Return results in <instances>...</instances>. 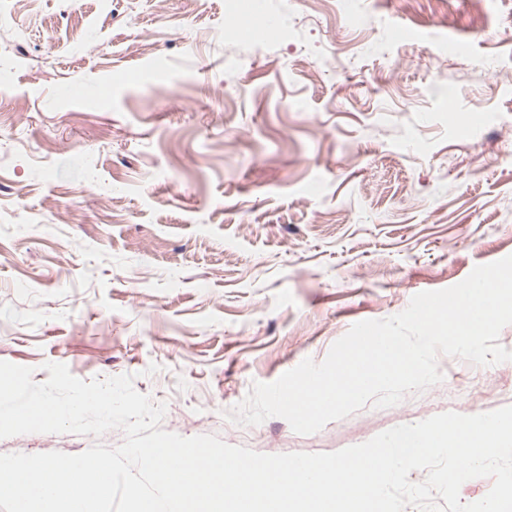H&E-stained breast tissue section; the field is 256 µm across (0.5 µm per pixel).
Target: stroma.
I'll return each instance as SVG.
<instances>
[{"label": "stroma", "instance_id": "stroma-1", "mask_svg": "<svg viewBox=\"0 0 512 512\" xmlns=\"http://www.w3.org/2000/svg\"><path fill=\"white\" fill-rule=\"evenodd\" d=\"M266 9L292 30L228 36L225 0L0 12V361L134 375L162 429L263 454L512 405V361L442 355L441 383L313 434L225 418L353 324L512 255V0H357V26L331 0ZM98 440L124 434L0 454Z\"/></svg>", "mask_w": 512, "mask_h": 512}]
</instances>
